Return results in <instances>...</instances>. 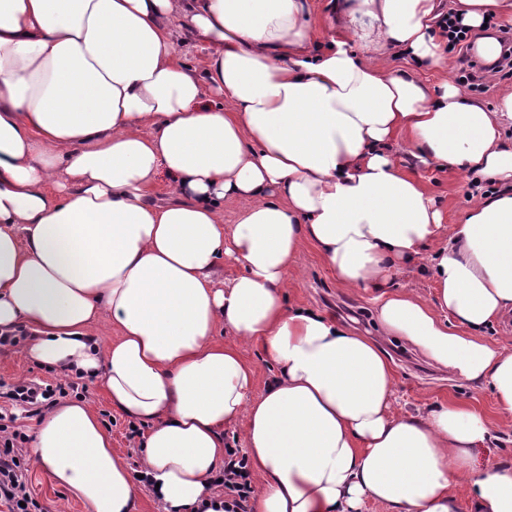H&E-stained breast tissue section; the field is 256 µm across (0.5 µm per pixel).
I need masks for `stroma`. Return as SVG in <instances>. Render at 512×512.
I'll return each instance as SVG.
<instances>
[{
  "instance_id": "1",
  "label": "stroma",
  "mask_w": 512,
  "mask_h": 512,
  "mask_svg": "<svg viewBox=\"0 0 512 512\" xmlns=\"http://www.w3.org/2000/svg\"><path fill=\"white\" fill-rule=\"evenodd\" d=\"M417 175L432 194L445 215V222H460L471 204L467 198L469 179L453 170L435 167L418 169ZM296 271L289 274L286 296L290 304L305 305L342 322L352 323L364 335L376 338L390 358L396 374V408L423 414L448 401L466 404L481 413L498 435L496 442L476 455L480 469L512 463V419L500 418L487 385L457 379L435 366L405 339L381 335L376 318V304L371 292L340 285L333 271L313 246H304L295 261ZM23 346H0V379L11 382L19 378L53 381L59 374L47 365L24 357ZM90 398L94 411H108L114 421L109 429L112 450L120 456L129 472L142 469V454L130 447L125 434L130 420L111 408L102 382H95ZM27 478L37 501L46 512H86L81 500L72 492L57 487L48 471L29 465Z\"/></svg>"
}]
</instances>
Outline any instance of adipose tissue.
Masks as SVG:
<instances>
[{
  "mask_svg": "<svg viewBox=\"0 0 512 512\" xmlns=\"http://www.w3.org/2000/svg\"><path fill=\"white\" fill-rule=\"evenodd\" d=\"M339 36L315 47L309 0H0V333H33L28 357L97 375L113 409L146 426L144 470L163 512H215L224 428H243L265 482L255 512H512V466L477 471L492 427L458 404L394 408V368L371 339L285 301L313 245L347 288L376 294L381 330L467 382L512 419V351L484 332L512 311V91L495 105L455 81L428 87L389 50L443 68L433 32L512 25V0H336ZM212 46L221 103L176 57L173 23ZM490 182L445 225L391 153ZM175 191L156 204L160 174ZM242 198L238 223L224 201ZM242 272L226 280L223 259ZM430 273L435 303L390 285ZM109 313L116 333L90 329ZM224 326L262 342L254 369ZM34 460L88 512H136L139 488L84 399L53 408ZM240 347L244 358L254 367L253 395L257 397L266 390L268 383L275 376L276 368L260 342L244 343Z\"/></svg>",
  "mask_w": 512,
  "mask_h": 512,
  "instance_id": "ef3b65f1",
  "label": "adipose tissue"
}]
</instances>
